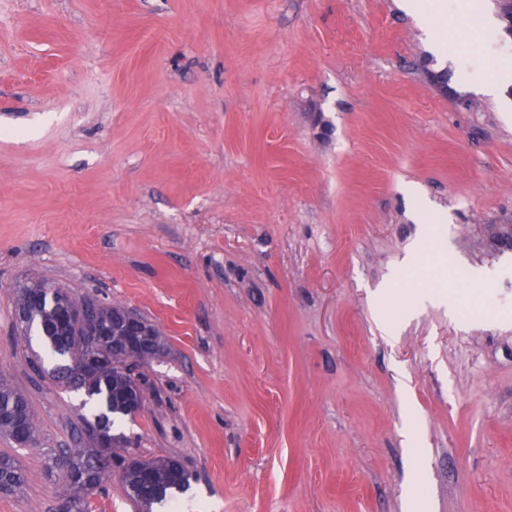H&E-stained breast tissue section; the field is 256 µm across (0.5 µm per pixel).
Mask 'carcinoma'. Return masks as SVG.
I'll list each match as a JSON object with an SVG mask.
<instances>
[{"label": "carcinoma", "instance_id": "carcinoma-1", "mask_svg": "<svg viewBox=\"0 0 512 512\" xmlns=\"http://www.w3.org/2000/svg\"><path fill=\"white\" fill-rule=\"evenodd\" d=\"M70 292L52 282L40 281L16 288L18 326L28 335L37 329L49 342L54 353L70 362L80 361L87 353L99 356L104 365L99 373H85L75 379L57 377L63 386L82 391L95 401L97 417L107 429L114 419L133 413L131 405L144 397L143 388L134 386L130 374L132 363L140 356L120 347L122 331L112 323L117 305L98 306V319L108 335L94 347L85 340L84 327L74 323L68 328L58 325L61 297ZM0 434L18 445L37 440L34 415L26 396L0 377ZM89 448H66L55 459L69 492L63 512H86L88 498L112 477V449L99 448L90 440ZM120 476L130 500L140 512H152L153 505L174 492L190 486L191 474L171 457L148 460L132 459L120 465ZM24 482L23 471L16 462L0 456V493L13 495Z\"/></svg>", "mask_w": 512, "mask_h": 512}]
</instances>
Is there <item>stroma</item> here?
<instances>
[{
    "label": "stroma",
    "instance_id": "35a3bbf8",
    "mask_svg": "<svg viewBox=\"0 0 512 512\" xmlns=\"http://www.w3.org/2000/svg\"><path fill=\"white\" fill-rule=\"evenodd\" d=\"M472 2L446 59L400 0H0V375L39 429L0 512H61L88 438L17 331L41 279L159 330L112 432L180 512H407L410 412L429 512H512V26ZM384 286L444 300L389 337Z\"/></svg>",
    "mask_w": 512,
    "mask_h": 512
}]
</instances>
